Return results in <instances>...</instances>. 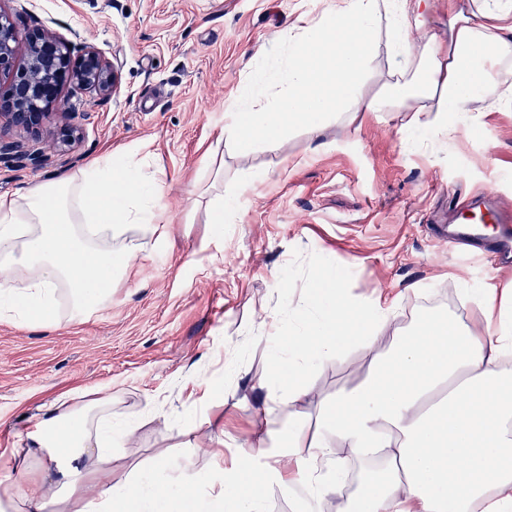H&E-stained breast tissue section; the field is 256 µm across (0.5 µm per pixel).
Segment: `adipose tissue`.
I'll use <instances>...</instances> for the list:
<instances>
[{"instance_id": "1", "label": "adipose tissue", "mask_w": 512, "mask_h": 512, "mask_svg": "<svg viewBox=\"0 0 512 512\" xmlns=\"http://www.w3.org/2000/svg\"><path fill=\"white\" fill-rule=\"evenodd\" d=\"M443 5L447 30H428ZM381 48L390 64L379 72L381 92L369 96L362 76L377 72ZM475 102L512 106V0H326L273 66L225 100L220 138L278 152L285 165L287 128H303L314 149H325V128L340 110L351 125L367 112H407V130L449 137ZM159 174L135 154H107L0 196V316L22 325L48 319L64 290L74 315L104 307L136 258L133 247L115 250L113 239L131 229L166 234ZM223 183L219 169L216 193L200 185L191 192L193 207H205L214 224L238 208V192H222ZM475 303L482 323L427 314L400 330L394 306L352 298L327 270L298 325L272 349L266 398L288 412L285 442L260 432L228 460L216 434L206 469L160 458L155 470L171 473L179 488L206 486L228 512H266L268 489L287 495L298 484L303 512H320L333 496L343 499L342 512H512V305L492 294ZM348 346L368 361L363 381L317 398L308 415L311 370ZM111 408V399L76 396L40 407L33 430L0 454V512H165L152 472L113 482L112 449L137 424L113 428ZM31 448L41 455L36 496L6 479L28 474ZM375 455V478L359 477L357 494L345 496L351 463Z\"/></svg>"}]
</instances>
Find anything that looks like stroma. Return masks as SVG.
<instances>
[{"label":"stroma","mask_w":512,"mask_h":512,"mask_svg":"<svg viewBox=\"0 0 512 512\" xmlns=\"http://www.w3.org/2000/svg\"><path fill=\"white\" fill-rule=\"evenodd\" d=\"M19 33L45 28L117 60L111 98L76 86L62 96L80 139L66 152L40 142L41 166L0 158V195L75 173L91 160L141 149L160 164L169 240L140 236L137 258L112 287V302L84 319L58 305L28 326L0 318V450L33 429L39 406L68 392L111 397L112 419L137 418L133 447L112 451V479L131 478L165 456L203 467L200 436L225 447L257 429H285L266 404L271 352L261 324L304 307L324 263L358 299L395 300L406 327L434 303L457 322L479 313L471 288L499 293L512 276L449 252L435 225L457 223V197L494 196L512 211V108L478 113L453 137L410 135L406 112L366 114L360 131L337 115L329 145L312 151L302 128L280 154L219 143L224 102L251 78L253 62L284 50L308 0H6ZM224 157V183L242 172L264 182L242 189L223 233L186 194L210 176L205 154ZM283 151V152H284ZM367 362L356 349L316 367L321 395L356 387ZM210 382L213 397L190 382Z\"/></svg>","instance_id":"stroma-1"}]
</instances>
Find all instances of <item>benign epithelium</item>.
<instances>
[{
  "instance_id": "obj_1",
  "label": "benign epithelium",
  "mask_w": 512,
  "mask_h": 512,
  "mask_svg": "<svg viewBox=\"0 0 512 512\" xmlns=\"http://www.w3.org/2000/svg\"><path fill=\"white\" fill-rule=\"evenodd\" d=\"M21 41L25 53L20 61ZM66 85L84 87L103 98L114 96L120 88L119 64L89 47L76 55L70 43L47 29L32 30L22 40L0 6V127L30 137L52 125L57 143L71 145L78 128L59 98Z\"/></svg>"
}]
</instances>
